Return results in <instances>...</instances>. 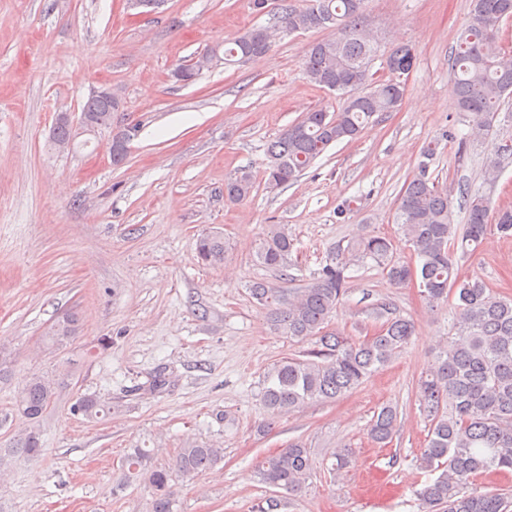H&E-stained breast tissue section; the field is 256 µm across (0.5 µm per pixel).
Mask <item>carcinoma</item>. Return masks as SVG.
Listing matches in <instances>:
<instances>
[{
	"label": "carcinoma",
	"instance_id": "1",
	"mask_svg": "<svg viewBox=\"0 0 512 512\" xmlns=\"http://www.w3.org/2000/svg\"><path fill=\"white\" fill-rule=\"evenodd\" d=\"M365 0H305L302 5L282 0L274 26H256L224 47V65L246 63L266 55L281 34L329 31L331 35L309 45L304 72L318 87L343 100L334 112L317 109L305 113L265 147L264 182L279 189L300 177L330 146L357 139L376 114L395 111L405 86L400 74L413 68L415 56L407 45L393 48L386 58L388 76L372 73L379 46L362 24ZM512 19V0H472L469 20L454 50L450 89L459 111L470 116L477 135L490 131L502 104L512 98V54L499 45L500 25ZM217 53L203 54L191 66L176 69L178 81H191L213 64ZM122 106L121 96L88 97L81 111L108 129L112 113ZM512 158V141L495 144L487 156L483 183H496L502 164ZM254 176L240 170L224 182V197L240 201L250 195ZM466 224L456 235L451 224L448 188L428 177L427 165L406 185L400 196L395 223L412 247L414 262L396 256L394 242L382 236L360 235L336 248L305 288H270L263 282L251 287L253 297L267 310L274 330L290 339L316 338L307 358L284 357L264 375L262 400L273 415H281L313 402L331 401L357 389L373 372L397 358L414 333L413 324L388 318L371 336L354 338L324 332L328 318L347 293L348 271L366 258L383 266L397 284L415 280L431 304L454 298V335L440 348L432 367L416 383L420 409L429 425L420 466L437 476L417 492L421 512H508V493L500 490L471 492L470 485L484 473L512 475V298L502 297L481 280H461L454 263L455 249L466 253L476 247L490 223L512 235V209L491 211L485 194L467 191ZM294 247L285 224H269L258 251L269 267H282ZM228 244L218 232L197 240L201 264L224 265ZM75 319L58 322L51 341L59 345L74 333ZM56 382L31 375L21 388L17 411L30 422L15 448L0 450V465L16 455H40L38 422L54 398ZM81 413L93 418L112 407L94 397L78 400ZM397 410L381 407L370 423L378 443L392 439ZM224 459V449L205 442L180 449L173 470L152 465L149 451L131 449L124 467L131 477H144L153 491L152 512H174L172 472L193 477ZM313 458L296 442L264 458L259 481L289 495L305 491Z\"/></svg>",
	"mask_w": 512,
	"mask_h": 512
}]
</instances>
